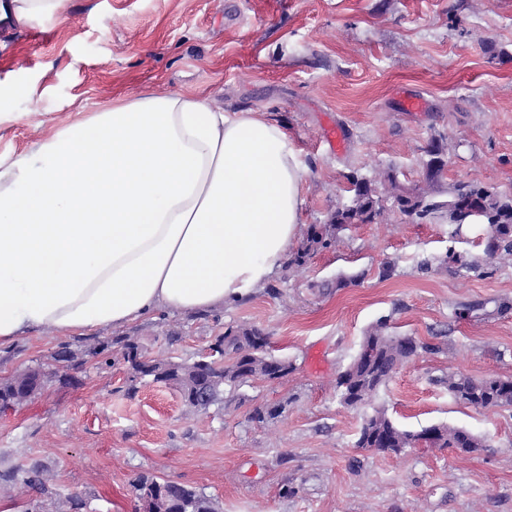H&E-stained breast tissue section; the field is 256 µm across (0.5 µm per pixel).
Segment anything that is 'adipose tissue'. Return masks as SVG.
I'll return each mask as SVG.
<instances>
[{
    "label": "adipose tissue",
    "mask_w": 512,
    "mask_h": 512,
    "mask_svg": "<svg viewBox=\"0 0 512 512\" xmlns=\"http://www.w3.org/2000/svg\"><path fill=\"white\" fill-rule=\"evenodd\" d=\"M60 2L0 0V26ZM305 177L278 123L203 91L118 101L0 156V346L258 293L298 236Z\"/></svg>",
    "instance_id": "adipose-tissue-1"
}]
</instances>
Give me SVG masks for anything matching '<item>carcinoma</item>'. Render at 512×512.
Masks as SVG:
<instances>
[{
  "label": "carcinoma",
  "mask_w": 512,
  "mask_h": 512,
  "mask_svg": "<svg viewBox=\"0 0 512 512\" xmlns=\"http://www.w3.org/2000/svg\"><path fill=\"white\" fill-rule=\"evenodd\" d=\"M352 197L349 204L330 213L324 224L308 226L305 238L298 249L288 258V266H301L319 250L331 247L340 241L345 231L356 224H366L381 210L380 184L366 177L351 173L347 176ZM393 208L415 221H445L452 226V235H459L464 227L461 219L464 212L460 204L474 199L479 204L478 216H469L467 223L479 224L485 232L484 256L450 251L435 258L423 260L418 269L423 273L433 268H450L456 273L478 272L483 262L493 258L512 257V194H503L495 187L471 180L448 185L446 198L397 182L395 176L387 175L385 186ZM114 344L120 346L124 361L128 364L132 380L150 377L156 383L172 386L182 395L187 410L199 412L214 404L224 390L236 389L256 380L282 379L294 369L293 362L267 352L269 336L256 326H241L228 329L215 337L209 345V353L198 356V367L203 379L202 388H197L196 374L188 368L176 369L168 359L147 356L134 336H118ZM369 348L371 356L359 351L336 378V392L340 403L357 410L369 405L378 392L386 387L396 367L406 361V356L436 354L441 351L437 344L414 342L410 336H401L391 331L389 320L378 321L368 329L360 348ZM447 385L448 393L460 404L475 410H511L512 377H490L475 379L471 376L450 372L439 378ZM43 374L30 369L22 374L0 380V410L34 396L42 387ZM283 414L282 404H265L255 407L249 420L258 425H267ZM419 432L400 428L380 406L363 417L356 447L368 448L381 453H397L399 448H413ZM437 448L453 452L460 450L468 454L488 447L486 438L466 428L442 426V435ZM26 487L45 490L46 478L41 469L33 466L9 476ZM139 498L156 500L157 512H218L215 502L192 487L171 480H160L154 476L140 475L135 480Z\"/></svg>",
  "instance_id": "cac0c4a2"
}]
</instances>
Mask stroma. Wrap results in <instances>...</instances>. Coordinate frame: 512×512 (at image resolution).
I'll use <instances>...</instances> for the list:
<instances>
[{"label": "stroma", "instance_id": "obj_1", "mask_svg": "<svg viewBox=\"0 0 512 512\" xmlns=\"http://www.w3.org/2000/svg\"><path fill=\"white\" fill-rule=\"evenodd\" d=\"M207 91L228 112L266 113L308 167L303 224L347 205L350 173L429 192L478 180L512 192V0H64L59 11L0 33V156L27 153L58 128L144 93ZM423 101L407 110V97ZM343 134L334 150L328 125ZM446 167L424 178L427 150ZM480 230L459 237L442 221L412 222L385 207L303 267L278 270L272 291L198 315L161 312L119 329L67 336L42 329L0 347V379L42 369L43 388L0 411V512H139L142 474L187 484L219 512H512V412L457 403L439 379L461 372L512 376V314L466 303L512 298V259L459 275L418 263L478 253ZM395 262L393 278L379 267ZM357 285L334 289L356 272ZM390 317L397 333L440 344L404 363L374 400L403 429L445 423L487 436L471 455L416 448L400 455L356 447L363 411L343 407L335 381L366 329ZM254 325L272 354L293 361L282 380L225 392L186 411L174 387L129 373L115 335L140 337L149 355L188 360L230 327ZM104 341L106 359L60 378L54 353ZM287 401L259 426L256 406ZM287 463H280V456ZM39 466L48 491L10 480ZM298 492L282 496L283 484Z\"/></svg>", "mask_w": 512, "mask_h": 512}]
</instances>
